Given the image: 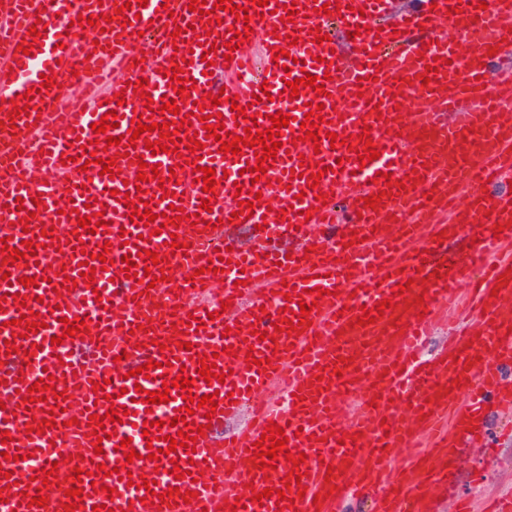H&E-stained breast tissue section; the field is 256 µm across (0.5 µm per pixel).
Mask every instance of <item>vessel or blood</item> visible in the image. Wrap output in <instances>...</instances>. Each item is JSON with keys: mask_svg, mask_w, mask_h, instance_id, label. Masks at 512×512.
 I'll return each instance as SVG.
<instances>
[{"mask_svg": "<svg viewBox=\"0 0 512 512\" xmlns=\"http://www.w3.org/2000/svg\"><path fill=\"white\" fill-rule=\"evenodd\" d=\"M190 0H148L146 7L125 0H0V82L7 83L25 115L9 118L0 109V122L15 123L16 134L0 135V239L10 247L32 240L33 255L14 263L0 259V430L12 439L0 443V512H66L60 502L70 488L69 473L82 469L83 500L75 512H93L106 505L111 512H218L221 504L238 512H340L348 495L370 499L372 512H431L437 486L447 481L456 457L448 450L454 439L478 441L475 427L489 410L512 411V388L503 372L512 367V284L501 287L498 277L512 267V195H487L486 186L512 173V81L493 74L489 52L499 43L512 44V0H438L424 8L380 25L389 0H340L336 20L353 32L352 59L332 53L331 41L314 43L311 32L324 26L325 0H232L247 7L249 21L220 11L221 46H213L205 27L207 16L189 11ZM298 13L293 22L283 16L288 4ZM125 9L131 25L115 20ZM112 17L110 29L98 34L97 48L70 36L78 17ZM455 28L454 38L435 30L438 19ZM45 28L31 38L35 21ZM250 26L251 40L260 41V61L244 49L227 51L233 31ZM424 28L429 49L407 41L408 32ZM31 45L30 54L20 44ZM288 50L275 58V47ZM180 62L194 88L179 99L189 122L179 136L202 131V116L224 124L226 132L243 135L244 113L254 114L258 130L270 128L271 115L285 113L291 122L282 128L289 150L271 158L265 180L248 173L255 164L253 148L232 156L209 138L201 154L187 148L152 154L145 144L159 132H144L137 143L127 134L133 119L152 117L162 122L158 107L178 99L166 70ZM227 65L231 83L217 91L206 76L208 62ZM129 76L128 85L100 87L112 64ZM261 64L262 80L251 79ZM437 65L434 81L424 82L428 65ZM310 73L325 78L326 92L300 88L291 98L288 81ZM54 87L43 88L42 76ZM146 79L152 107H145L134 84ZM269 100L258 101L260 84ZM39 97L25 100L27 89ZM124 102H117L116 93ZM220 93L219 106H202V96ZM323 102L320 124L325 136L319 147L300 141V121L312 99ZM426 101L425 112L409 111L414 101ZM115 112L119 125L111 134L120 145L108 148L117 159L115 177L102 175L91 163L92 123ZM369 131L380 153L363 164L347 146L331 147L329 133L344 141ZM31 144V156L20 148ZM158 168L157 180L136 187L138 160ZM89 165L79 172V162ZM323 162L328 171L318 188H311V165ZM214 168L215 198H208L197 181L198 166ZM402 183L387 189L384 175ZM68 192L73 208L60 212V192ZM328 196L317 205L318 193ZM380 194L376 208L365 197ZM150 197L158 214L169 206L199 215L210 224L196 231L188 224L170 225L149 235L143 221L131 220L127 201ZM210 201L212 211L201 208ZM253 201L252 214L239 210V201ZM284 208L283 220L270 215V203ZM312 218H305V211ZM33 218L28 228L18 221ZM90 216L100 228L82 230L78 216ZM238 216L252 227L254 245L234 247L213 224ZM501 234H494L496 224ZM65 227L63 240L50 228ZM359 242H351V233ZM446 237L467 234L475 243L452 264L438 256ZM187 243V250L169 246L170 237ZM296 242L292 254L281 251L282 241ZM169 259L175 283H157L137 295L127 279L123 257L143 250ZM92 253L95 285L79 280L84 253ZM112 263L100 270L99 253ZM227 255L224 273L208 272L209 262ZM35 278L34 286L22 277ZM77 287H70V280ZM405 292H398V285ZM290 295H281L282 286ZM324 289L313 299L310 290ZM26 304H19V297ZM390 299L376 323L359 324L364 309ZM229 309H222V302ZM311 304L310 325L301 334L276 332L280 308L299 311ZM466 304L475 323L453 333L444 353L426 359L421 348L442 309ZM39 314L36 333L24 334L18 321L24 312ZM86 321L90 338L52 344L62 334V318ZM197 325H190V318ZM267 332L268 340L257 337ZM190 342L191 350L179 349ZM234 355H225L226 347ZM217 354V379L198 375L201 354ZM261 359L257 368L245 358ZM349 367H342V360ZM155 361L148 375L138 366ZM169 369H161L162 361ZM184 375L198 395L214 396L217 418L249 408L251 420L235 437L198 438L195 449L177 448L160 461L147 457L149 448H167L176 435L173 417L185 416L183 392L171 389L166 403L146 407L137 389L161 390L165 378ZM54 376L55 389L45 390L41 402L24 400L23 393L38 379ZM127 407L122 421L104 424L106 439L91 433L90 415H105L110 407ZM54 418L55 427L33 432L35 420ZM162 421V429L144 431L145 420ZM283 429L292 454H306L300 485L287 483L292 464L278 459L275 470L258 469L250 448L265 426ZM130 439L139 457L126 461L119 445ZM72 460L58 479L40 487L42 470L58 460L60 449ZM24 459H17V452ZM180 466L187 478H175ZM151 481L152 489L127 486L118 467ZM179 487L172 506L154 508L142 502L147 492ZM113 495H106V488ZM284 490L294 507L278 508L276 497L251 502L253 491ZM197 497L185 500L184 491ZM45 492L47 504L30 505V497Z\"/></svg>", "mask_w": 512, "mask_h": 512, "instance_id": "b4317fda", "label": "vessel or blood"}]
</instances>
